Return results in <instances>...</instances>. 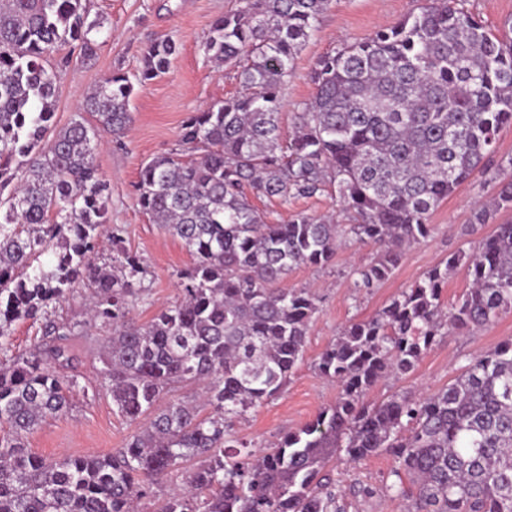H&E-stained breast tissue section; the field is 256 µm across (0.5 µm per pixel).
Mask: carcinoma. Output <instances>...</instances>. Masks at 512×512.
<instances>
[{
	"instance_id": "obj_1",
	"label": "carcinoma",
	"mask_w": 512,
	"mask_h": 512,
	"mask_svg": "<svg viewBox=\"0 0 512 512\" xmlns=\"http://www.w3.org/2000/svg\"><path fill=\"white\" fill-rule=\"evenodd\" d=\"M86 2L0 0V512H134L158 479L192 460L184 488L157 512H345L327 464L381 452L396 467L380 489H358L366 497L379 491L406 512H512V339L467 359L428 396L366 399L385 376L413 371L441 337L512 312L511 222L342 328L315 362L340 387L335 404L279 434L259 459L234 431L304 361L318 297L282 286L288 274L329 265L350 237L376 247L351 288L379 287L406 248L430 237V215L484 168L512 124V41L459 0H424L320 57L313 99L298 105L285 138L282 87L331 0H238L202 52L237 68L241 91L188 114L185 156L153 157L139 172L138 205L193 263L178 273L183 298L138 323L131 302L147 291L146 270L121 228L108 226L95 151L103 135L129 128L134 84L165 73L177 45L150 44L135 79L112 73L57 129L58 72L46 61L73 43L92 51L99 23ZM496 180L479 224L512 209V175ZM329 189L350 223L303 213L272 221L252 203ZM105 235L108 266L90 257ZM460 267L470 287L447 306L443 288ZM81 284L95 294L85 319L49 314ZM40 318L32 353H9L12 324ZM92 328L112 333L101 355L112 404L132 424L151 415L149 424L106 454L32 455L27 436L71 408L77 378L60 369L73 367L72 338ZM180 383L203 385V402L170 397Z\"/></svg>"
}]
</instances>
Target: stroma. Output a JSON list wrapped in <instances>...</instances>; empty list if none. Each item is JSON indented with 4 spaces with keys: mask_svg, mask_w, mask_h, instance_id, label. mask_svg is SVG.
<instances>
[{
    "mask_svg": "<svg viewBox=\"0 0 512 512\" xmlns=\"http://www.w3.org/2000/svg\"><path fill=\"white\" fill-rule=\"evenodd\" d=\"M420 5L421 0H332L318 32L298 54L294 74L283 88L284 130H291L295 124L298 103L311 99L310 73L321 56L343 44L365 40L379 28L418 11ZM234 6L235 0H88L90 19L101 24L93 57L82 59L75 45L50 59L59 72L54 125L61 128L81 111L85 93L105 77L116 71L137 74L142 54L152 42L169 38L178 46L165 74L136 86L130 104L134 120L129 133L119 139L103 136L95 156L111 190L109 222L121 227L125 247L139 256L148 271L145 284L149 292L134 300L132 310L133 317L142 323L161 307L177 301L176 274L191 265L192 257L181 241L160 230L140 209L133 185L145 161L179 150L181 125L188 113L238 92L235 69L213 66L201 50L212 23ZM511 166L512 125H507L499 133L486 172L475 173L432 213L431 236L408 247L391 278L371 293L356 299L351 296L353 269L370 262L375 254L374 247L353 240L337 249L334 261L326 268L293 270L288 287L309 288L319 297L305 361L277 398L249 410L237 423L239 437L253 450L266 451L278 434L302 426L333 405L339 388L315 369L318 354L349 321L372 315L450 254L468 250L490 235L497 224L512 220V211L501 210L491 216L489 223L474 221L475 212L495 192L497 170ZM108 336V331L92 329L74 337L80 387L73 392L66 415L49 420L29 435V453L43 458L103 454L123 447L133 433V425L118 413L110 394L101 386L100 354ZM510 337L512 312L469 335L445 336L427 351L412 373L382 379L368 398L378 401L394 393L438 391L458 375L467 358L486 353ZM394 466L393 458L386 454L352 465L330 462V469L346 491L347 512H400L398 502L378 492ZM366 485L375 488L374 496L359 494V487Z\"/></svg>",
    "mask_w": 512,
    "mask_h": 512,
    "instance_id": "1",
    "label": "stroma"
}]
</instances>
